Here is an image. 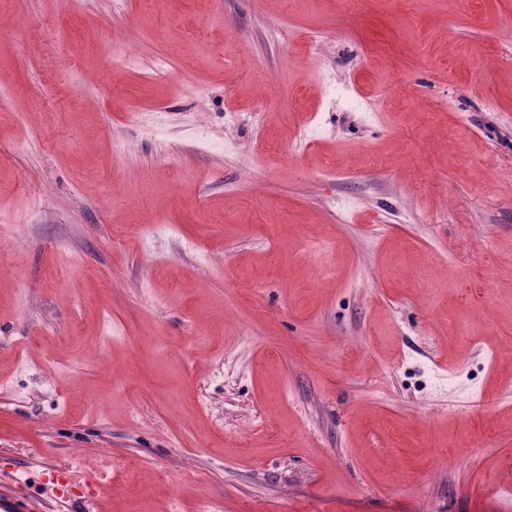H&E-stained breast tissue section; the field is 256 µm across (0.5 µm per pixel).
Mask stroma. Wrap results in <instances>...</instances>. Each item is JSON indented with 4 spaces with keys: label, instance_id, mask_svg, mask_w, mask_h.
I'll return each instance as SVG.
<instances>
[{
    "label": "stroma",
    "instance_id": "obj_1",
    "mask_svg": "<svg viewBox=\"0 0 512 512\" xmlns=\"http://www.w3.org/2000/svg\"><path fill=\"white\" fill-rule=\"evenodd\" d=\"M105 512H512V0H0V475Z\"/></svg>",
    "mask_w": 512,
    "mask_h": 512
}]
</instances>
